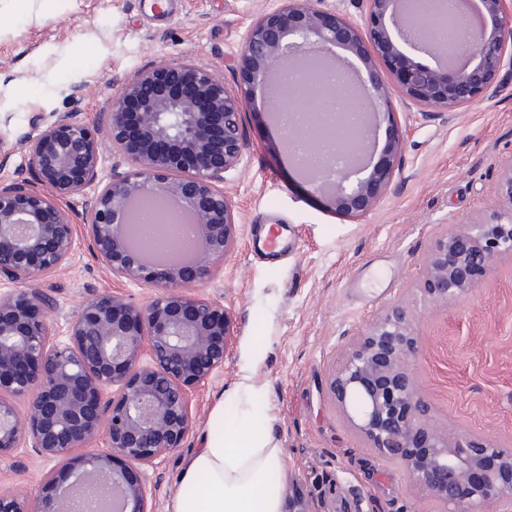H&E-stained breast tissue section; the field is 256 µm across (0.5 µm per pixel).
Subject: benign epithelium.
<instances>
[{
  "instance_id": "benign-epithelium-1",
  "label": "benign epithelium",
  "mask_w": 512,
  "mask_h": 512,
  "mask_svg": "<svg viewBox=\"0 0 512 512\" xmlns=\"http://www.w3.org/2000/svg\"><path fill=\"white\" fill-rule=\"evenodd\" d=\"M362 22L326 12L307 0L257 18L239 58L248 87L231 90L212 70L182 59L139 72L108 103L107 128L76 112H55L25 141L26 169L37 180L0 179V455L29 448L64 463L37 496L0 491V512H75L76 494L106 485L120 492L113 512H151L132 477L181 448L192 428L190 393L224 364L230 324L224 305L192 286L209 279L234 241L235 215L219 183L245 149L244 104L253 88L279 95L284 76L304 69L306 55L335 59L336 99L358 88L372 97L394 136L378 162L367 156L326 192L324 172L306 169L318 144L295 154L282 131L272 138L288 173L324 197L331 209L369 211L393 181L402 150L399 116L388 80L401 99L425 112H453L490 95L506 57L512 58V0H481L472 27L474 51L463 57L417 36L433 15L410 17V0H363ZM437 57L431 67L420 57ZM363 69L353 76L345 62ZM313 102L309 121H321L331 103L304 87L276 104L301 114L295 102ZM107 139L128 158L129 169L99 185L100 144ZM84 198L82 223L95 255L117 279L147 285L143 305L118 295L88 298L59 335L51 321L57 300L36 286L39 276L71 258L76 225L60 206ZM503 206L480 222L445 233L428 256L424 291L446 306L473 290L476 277L497 260L512 259V166L500 178ZM148 197L177 200L193 220L195 240L185 259L153 261L125 228L138 223L133 205ZM417 337L407 310L396 305L349 343L328 391L353 428L383 459L403 465L412 486L441 506L439 512H487L512 499V451L493 440L452 432L432 420L418 393L409 359ZM105 447L99 448V440Z\"/></svg>"
}]
</instances>
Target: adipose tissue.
Wrapping results in <instances>:
<instances>
[{
    "mask_svg": "<svg viewBox=\"0 0 512 512\" xmlns=\"http://www.w3.org/2000/svg\"><path fill=\"white\" fill-rule=\"evenodd\" d=\"M282 469V451L259 418L228 423L216 404L168 512H283L282 492L269 481Z\"/></svg>",
    "mask_w": 512,
    "mask_h": 512,
    "instance_id": "ef3b65f1",
    "label": "adipose tissue"
}]
</instances>
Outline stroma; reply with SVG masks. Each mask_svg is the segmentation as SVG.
Wrapping results in <instances>:
<instances>
[{
	"label": "stroma",
	"mask_w": 512,
	"mask_h": 512,
	"mask_svg": "<svg viewBox=\"0 0 512 512\" xmlns=\"http://www.w3.org/2000/svg\"><path fill=\"white\" fill-rule=\"evenodd\" d=\"M282 0H174L152 16L148 0H0V178L25 175V141L37 117L76 112L107 126V102L135 73L184 58L212 68L233 90L253 19ZM82 86L80 99L71 96ZM400 113L403 148L393 181L359 216L326 209L289 180L268 137L270 108L254 90L242 114L246 142L224 175L235 213L234 244L199 289L224 303L232 337L224 364L190 394L193 429L156 469L137 471L154 512H167L187 459L200 447L216 403L224 418L261 414L283 453L284 502L301 492L309 512H438L410 487L406 469L382 460L330 396L327 381L349 340L395 305L405 306L418 348L410 358L435 421L512 450V261L503 260L458 302L439 306L420 291L424 262L446 230L498 207L496 186L512 165V60L496 91L454 112ZM276 224L291 246L269 259L248 248ZM53 323L65 331L89 297L146 303L152 288L112 276L78 230L69 262L42 275ZM59 465L19 448L0 456V488L40 493Z\"/></svg>",
	"instance_id": "stroma-1"
}]
</instances>
